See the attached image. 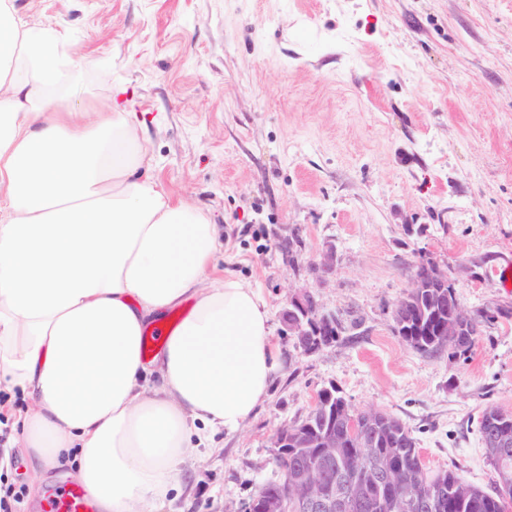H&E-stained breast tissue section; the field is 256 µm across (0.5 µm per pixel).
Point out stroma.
Segmentation results:
<instances>
[{"mask_svg": "<svg viewBox=\"0 0 512 512\" xmlns=\"http://www.w3.org/2000/svg\"><path fill=\"white\" fill-rule=\"evenodd\" d=\"M63 34L83 103L126 90L146 163L225 231L215 256L260 289L285 351L243 429L186 455L164 512H242L277 474L272 439L336 386L402 420L430 472L489 488L478 431L512 413V0H13ZM336 255L322 275L324 251ZM459 281L496 318L461 358L423 355L391 327L416 265ZM312 291L339 335L297 348L281 315ZM0 477L42 512L19 435Z\"/></svg>", "mask_w": 512, "mask_h": 512, "instance_id": "stroma-1", "label": "stroma"}]
</instances>
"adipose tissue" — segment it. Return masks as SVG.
Masks as SVG:
<instances>
[{"mask_svg": "<svg viewBox=\"0 0 512 512\" xmlns=\"http://www.w3.org/2000/svg\"><path fill=\"white\" fill-rule=\"evenodd\" d=\"M74 69L0 0V391L28 403L34 472L74 466L100 512H160L191 449L267 400L282 349L262 293L210 278L218 226L138 175L137 114L80 104Z\"/></svg>", "mask_w": 512, "mask_h": 512, "instance_id": "adipose-tissue-1", "label": "adipose tissue"}]
</instances>
